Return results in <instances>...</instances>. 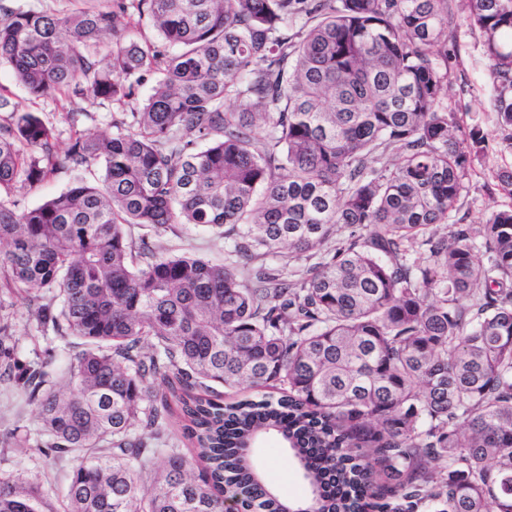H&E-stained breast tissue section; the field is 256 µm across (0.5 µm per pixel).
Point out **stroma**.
Returning a JSON list of instances; mask_svg holds the SVG:
<instances>
[{"instance_id":"35a3bbf8","label":"stroma","mask_w":512,"mask_h":512,"mask_svg":"<svg viewBox=\"0 0 512 512\" xmlns=\"http://www.w3.org/2000/svg\"><path fill=\"white\" fill-rule=\"evenodd\" d=\"M450 5L461 24L448 41L449 89L442 105L461 129L479 127L485 135V143L463 180L457 208L449 221L477 225L492 212L512 207V195L501 190L497 179L499 172L512 170V140L507 139L500 128L491 105L493 90L485 36L478 27L464 22V0H450ZM0 85L14 97L25 100L30 110L57 127L60 146H67L74 127L89 136L112 131V107L85 104V116L72 127L66 120L70 105L65 97L28 98L25 88L5 65L0 66ZM151 240L157 251L203 257L215 263L223 262L233 248L232 240L190 224L172 225L152 235ZM0 315L7 317L11 324L15 340L12 357L18 366L48 358L53 360L55 368L66 365L72 353L70 345L62 340L43 338L21 298L0 292ZM18 426L28 430L30 439L18 446L8 440L0 444V449L10 459L9 471L22 474L29 482L39 485L48 494L52 506L60 507L69 469L59 464L54 456L44 454V439L38 434L37 410L26 402L21 387L13 383L2 385L0 433ZM252 459L282 498L295 501L307 495L308 486L296 460L276 438L260 439L252 449Z\"/></svg>"}]
</instances>
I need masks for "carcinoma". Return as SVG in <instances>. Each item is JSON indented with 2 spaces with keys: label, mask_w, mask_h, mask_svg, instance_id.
Here are the masks:
<instances>
[{
  "label": "carcinoma",
  "mask_w": 512,
  "mask_h": 512,
  "mask_svg": "<svg viewBox=\"0 0 512 512\" xmlns=\"http://www.w3.org/2000/svg\"><path fill=\"white\" fill-rule=\"evenodd\" d=\"M67 2L0 3V64L30 98L124 107L61 154L0 86V285L82 345L20 369L0 316V383L74 461L63 512H224L227 488L248 512H512V209L448 223L484 142L442 107L449 0ZM468 10L512 129V0ZM135 14L159 41L131 36ZM63 169L82 175L42 204L8 200ZM172 224L233 250L213 264L132 233ZM285 247L319 261L290 279L265 263ZM243 383L261 396L224 401ZM270 432L304 470L299 502L250 462ZM0 512L55 510L0 474Z\"/></svg>",
  "instance_id": "cac0c4a2"
}]
</instances>
